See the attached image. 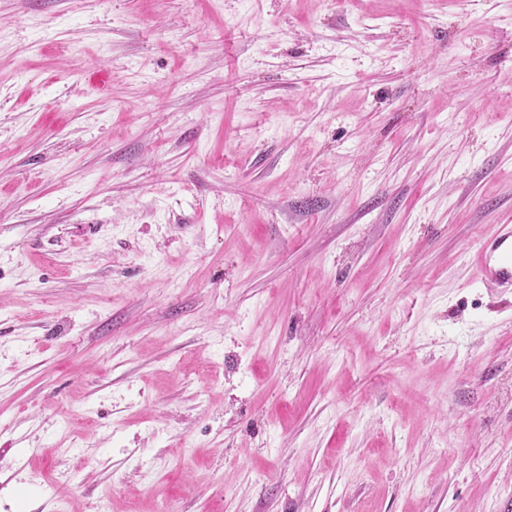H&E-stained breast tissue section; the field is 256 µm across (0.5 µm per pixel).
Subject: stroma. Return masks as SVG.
Wrapping results in <instances>:
<instances>
[{"label": "stroma", "instance_id": "obj_1", "mask_svg": "<svg viewBox=\"0 0 512 512\" xmlns=\"http://www.w3.org/2000/svg\"><path fill=\"white\" fill-rule=\"evenodd\" d=\"M512 0H0V512H512ZM476 277L491 291L512 289V224H497L475 257Z\"/></svg>", "mask_w": 512, "mask_h": 512}]
</instances>
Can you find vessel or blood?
<instances>
[{
  "label": "vessel or blood",
  "instance_id": "1",
  "mask_svg": "<svg viewBox=\"0 0 512 512\" xmlns=\"http://www.w3.org/2000/svg\"><path fill=\"white\" fill-rule=\"evenodd\" d=\"M476 277L492 291L512 289V224L495 225L475 257Z\"/></svg>",
  "mask_w": 512,
  "mask_h": 512
}]
</instances>
